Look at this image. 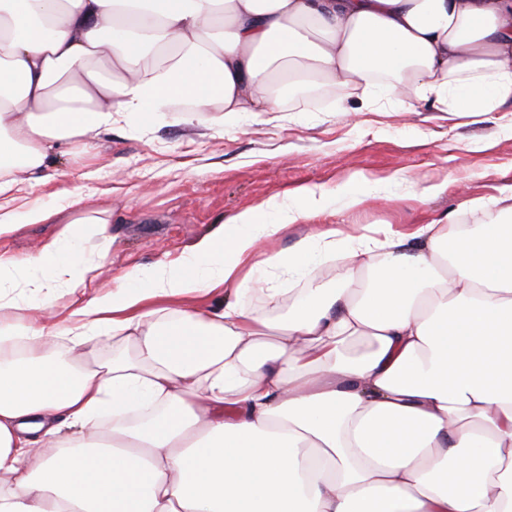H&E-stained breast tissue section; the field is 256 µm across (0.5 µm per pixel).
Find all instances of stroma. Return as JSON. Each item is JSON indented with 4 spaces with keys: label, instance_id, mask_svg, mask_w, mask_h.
Listing matches in <instances>:
<instances>
[{
    "label": "stroma",
    "instance_id": "1",
    "mask_svg": "<svg viewBox=\"0 0 512 512\" xmlns=\"http://www.w3.org/2000/svg\"><path fill=\"white\" fill-rule=\"evenodd\" d=\"M325 109L258 112L216 133L208 117L184 123L166 112L141 124L114 125L94 149L58 157L52 179L27 189L24 205L53 194L84 197L87 207L112 211L106 237H92L89 254L109 243L101 275L88 293L111 285L134 264L174 260L240 211L302 185L332 189L369 182L375 193L359 206L328 209L290 225L275 249L328 227L350 234L389 224L399 230L429 224L457 210L464 198L512 186V114L410 112L405 101L358 111V102L322 85ZM346 103L343 112L333 104ZM429 185L444 186L433 197Z\"/></svg>",
    "mask_w": 512,
    "mask_h": 512
}]
</instances>
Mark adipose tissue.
I'll return each mask as SVG.
<instances>
[{
    "label": "adipose tissue",
    "instance_id": "ef3b65f1",
    "mask_svg": "<svg viewBox=\"0 0 512 512\" xmlns=\"http://www.w3.org/2000/svg\"><path fill=\"white\" fill-rule=\"evenodd\" d=\"M310 78L512 112V0H0V238L82 206H9L76 142L181 102L280 112ZM365 197L296 187L91 296L106 210L0 250V512H512V187L468 224L259 248Z\"/></svg>",
    "mask_w": 512,
    "mask_h": 512
}]
</instances>
